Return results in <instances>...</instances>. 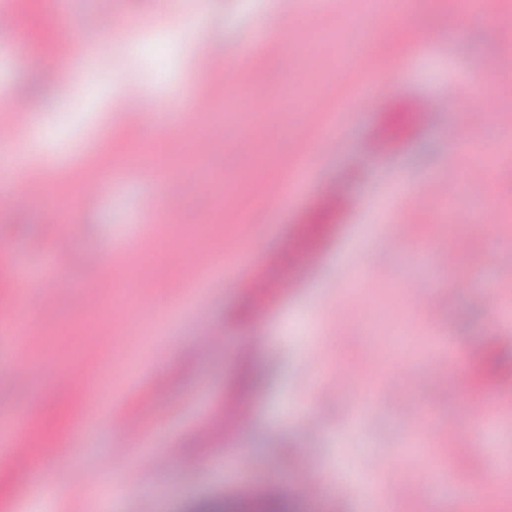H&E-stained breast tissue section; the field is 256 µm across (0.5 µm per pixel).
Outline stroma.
<instances>
[{"mask_svg":"<svg viewBox=\"0 0 512 512\" xmlns=\"http://www.w3.org/2000/svg\"><path fill=\"white\" fill-rule=\"evenodd\" d=\"M196 0H183L178 27H157L150 0H112L101 18L105 51H88L80 29L99 0H68L57 13L39 0V26L66 34V58L39 55L0 31V89L45 78L28 104L36 147L8 133V98L0 97V144L40 158L14 170L16 187L28 175L47 184L16 223L0 197V280L17 269L34 296L31 377L15 378V333L0 329V430L29 420L37 443L61 454L38 461L37 475L0 463V512H191L201 500L242 503L274 487L295 497L299 512H362L359 481L369 459L389 457L390 474L429 479V494L390 492L382 512H512V375L472 383L469 392L437 391L445 359L474 374L475 354L487 347L512 354V84L475 76L512 56V0L479 24L483 0H402L375 22L380 32L400 28L383 49L385 68L369 94L355 98L362 74L334 68L331 51H313L318 33L357 13L360 0H207L205 28L191 20ZM233 63L249 66L244 81L216 82L201 59L211 45ZM456 85L458 97L429 126L411 104ZM169 100L160 127L157 98ZM248 98L262 104L247 134L225 133L209 148L220 186L201 191L184 167L188 139L221 123L217 112H187L194 99ZM337 126L326 124L339 101ZM481 112L471 144L448 167V133L462 113ZM381 153H369L370 142ZM158 142L180 171L165 190L152 169H118L104 193L84 199L74 179L81 168L137 153ZM301 151L302 194L266 204L253 216L249 245L263 263L239 282L225 283L216 258L201 285L171 287L196 247L222 242L236 230L229 210L251 201L269 181L292 179L281 158ZM483 167L473 182L469 164ZM458 183L453 203L402 197L408 183ZM413 210L416 239L386 246L398 235L402 213ZM299 225L304 248L288 238ZM455 239L469 261L444 269L422 251L423 240ZM169 255L142 309V289L127 296L113 320L114 294L142 267ZM276 281L255 290L266 264ZM427 282L432 309L420 308L408 281ZM291 282L293 290L283 291ZM87 287L85 306L70 300ZM205 304L208 325L195 307ZM224 337L215 346L211 332ZM408 370L395 375L397 361ZM351 373L352 389L334 388L336 369ZM88 376L89 390L64 394L56 372ZM269 380L240 386L246 370ZM388 388L386 405L356 419L353 403ZM253 415L246 435L224 417L227 400ZM481 403L474 413L473 403ZM423 407V447H407V409ZM322 425L310 432V414ZM141 417L150 433L113 456L120 437L111 420ZM447 422L454 442L431 437ZM319 481L321 493L306 487Z\"/></svg>","mask_w":512,"mask_h":512,"instance_id":"stroma-1","label":"stroma"}]
</instances>
